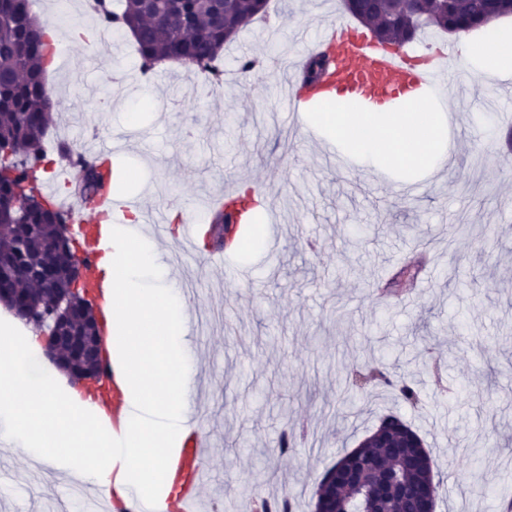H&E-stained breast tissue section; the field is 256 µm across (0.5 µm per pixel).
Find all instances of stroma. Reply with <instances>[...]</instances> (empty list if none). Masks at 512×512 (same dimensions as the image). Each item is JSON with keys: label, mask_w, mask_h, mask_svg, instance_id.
<instances>
[{"label": "stroma", "mask_w": 512, "mask_h": 512, "mask_svg": "<svg viewBox=\"0 0 512 512\" xmlns=\"http://www.w3.org/2000/svg\"><path fill=\"white\" fill-rule=\"evenodd\" d=\"M268 26L252 24L224 61V87L207 90L180 66L150 85L126 34L91 42L82 61L68 30L49 78L53 127L83 146L107 127L132 146L113 158L124 197L170 217L186 199L250 181L279 213L272 258L225 248L222 266L206 247L161 241L180 255L171 269L189 314L211 465L199 489L208 512H240L254 492L288 491L311 512L318 477L378 426L399 415L435 462L436 512H499L512 500V76L474 81L450 132L454 164L440 177L401 178L353 155L329 163V140L310 114L292 121L284 60L344 17L337 0H271ZM262 58L241 72L237 56ZM140 115L130 125L128 115ZM418 186L408 196L404 186ZM420 271H403L409 261ZM253 266L249 281L231 278ZM388 370L419 393L420 405L385 385L356 390L357 373ZM308 435L262 472L286 425ZM67 494L45 464L0 449V512H60Z\"/></svg>", "instance_id": "obj_1"}]
</instances>
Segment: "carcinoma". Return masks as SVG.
Masks as SVG:
<instances>
[{"instance_id": "cac0c4a2", "label": "carcinoma", "mask_w": 512, "mask_h": 512, "mask_svg": "<svg viewBox=\"0 0 512 512\" xmlns=\"http://www.w3.org/2000/svg\"><path fill=\"white\" fill-rule=\"evenodd\" d=\"M99 27L127 29L136 43L143 73L151 63L179 59L189 68L206 70L224 48L255 18L266 11L267 0H222L209 7L201 0H162L154 8L146 0H122L121 9H112V0H94ZM348 11L359 22L374 24L379 42L405 45L421 32L431 29L464 34L493 19L512 15V0H426L427 19L416 22L408 0H345ZM32 12L31 0H0V223L15 224L14 233L0 237V254L22 267L52 261V224L68 214L49 198L34 201V173L46 160L43 141L49 129L52 99L46 92L45 66L55 51L45 29ZM324 55L310 57L303 85L321 81L328 70ZM78 168L79 189L89 201L106 188L114 187L112 168L83 159ZM31 307L41 315L52 307V294L30 289ZM378 429L402 446L404 462L386 481L395 492L376 502L373 484L377 479V457L387 452L367 439L364 446L345 453L325 473L335 475L334 512H407L401 487L434 480L433 471L417 462L418 449L410 447L419 435L396 415L385 416ZM352 466L365 471V480L344 486L342 473ZM260 512H292L288 493L260 497Z\"/></svg>"}]
</instances>
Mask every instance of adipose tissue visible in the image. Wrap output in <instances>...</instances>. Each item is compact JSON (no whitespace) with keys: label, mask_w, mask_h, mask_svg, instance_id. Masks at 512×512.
<instances>
[{"label":"adipose tissue","mask_w":512,"mask_h":512,"mask_svg":"<svg viewBox=\"0 0 512 512\" xmlns=\"http://www.w3.org/2000/svg\"><path fill=\"white\" fill-rule=\"evenodd\" d=\"M413 104L409 112L386 104L357 112L328 103L318 118L338 139L352 140L364 160L439 169L448 156L445 115L429 98ZM100 266L114 282L119 337L112 349L126 390L123 427L110 429L85 413L31 335L0 340V442L27 449L30 459L53 460L99 496L130 501L164 487L185 437L196 373L186 301L154 245L116 229ZM80 447L89 455H77Z\"/></svg>","instance_id":"1"}]
</instances>
